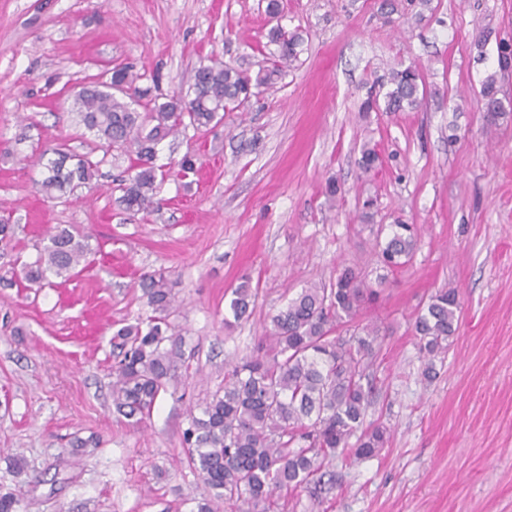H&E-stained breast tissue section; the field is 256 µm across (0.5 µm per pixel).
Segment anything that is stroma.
I'll return each mask as SVG.
<instances>
[{"label": "stroma", "instance_id": "stroma-1", "mask_svg": "<svg viewBox=\"0 0 512 512\" xmlns=\"http://www.w3.org/2000/svg\"><path fill=\"white\" fill-rule=\"evenodd\" d=\"M395 2L387 17L381 0H280L281 25L305 39L293 67L216 126L160 143L159 163L190 153L195 170L171 172L155 205L132 215L118 150L73 195L39 191L46 149L96 144L75 92L117 64L133 65L159 103L213 58L256 74L267 0H0V218L17 243L0 250V276L15 257L34 261L56 227L88 234L95 251L80 276L50 287L0 279V486L20 512H192L202 485L182 447L191 410L302 288L346 266L374 274L399 218L418 226L417 247L361 314L385 331L368 418L390 440L337 462L329 493L300 492L285 512H512V121L489 122L477 105L498 39H512V0H431L419 22L409 0ZM484 29L494 38L481 56ZM402 61L421 67L422 108L361 111ZM367 141L382 164L366 175ZM331 179L342 195H326ZM154 271L172 284L182 358L135 428L112 405V332L149 315L137 280ZM246 280L253 314L226 330V294ZM448 286L458 331L426 382L413 323ZM78 438L87 447L73 449Z\"/></svg>", "mask_w": 512, "mask_h": 512}]
</instances>
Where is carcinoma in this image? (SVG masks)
Wrapping results in <instances>:
<instances>
[{
  "mask_svg": "<svg viewBox=\"0 0 512 512\" xmlns=\"http://www.w3.org/2000/svg\"><path fill=\"white\" fill-rule=\"evenodd\" d=\"M267 37L276 50L255 77L221 62L203 64L186 94H175L145 112L132 104L147 98L149 89L138 85L141 76L127 64L113 66L107 80L78 91L79 122L94 134L103 155L121 149L132 156L127 178L119 184L126 210L138 213L153 204L158 179L165 174L164 166L156 163L161 141L189 126L219 122L220 113L248 98L252 87L269 90L282 79L284 68L299 56L303 35L277 23ZM497 50L499 67L505 71L512 66V44L501 38ZM390 83L385 111L420 107L424 90L416 63L392 69ZM480 101L491 122L512 119V101L500 96L497 73L482 81ZM53 154L56 158L48 162L39 183L48 198L73 192L98 172V160L79 157L69 168L72 155L60 146ZM380 164L376 147L363 145L360 169L370 173ZM417 238L415 225L401 220L391 225V233L380 244L382 270L409 262ZM90 253L85 237L60 229L48 236L34 262L0 280L11 277L26 288H42L48 275H69L85 265ZM138 286L151 315L112 333V405L132 425L150 417L181 358L176 349L165 346L170 340L167 318L174 306L165 273H145ZM377 294L374 284L356 269L338 270L330 287L314 284L301 289L271 317V329L254 352L225 371L224 387L203 401L200 415L190 414L182 434L188 466L205 489L196 512H218L222 507L231 512H281V498L309 488L322 491L323 478L336 459L369 458L386 447L389 429L382 423L365 424L373 402L369 377L382 340L381 327L367 324L348 336L334 335L336 328L355 323L364 304ZM255 296L256 289L247 281L231 289L228 306L233 320L224 324L247 319ZM459 314L454 287L439 290L418 311L413 327L424 361L423 380L435 373V358L448 352Z\"/></svg>",
  "mask_w": 512,
  "mask_h": 512,
  "instance_id": "carcinoma-1",
  "label": "carcinoma"
}]
</instances>
